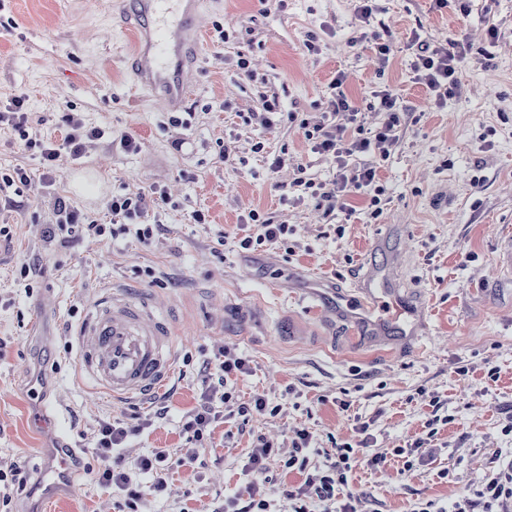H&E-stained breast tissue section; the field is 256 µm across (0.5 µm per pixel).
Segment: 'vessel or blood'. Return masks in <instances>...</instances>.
I'll use <instances>...</instances> for the list:
<instances>
[{
    "label": "vessel or blood",
    "instance_id": "vessel-or-blood-1",
    "mask_svg": "<svg viewBox=\"0 0 512 512\" xmlns=\"http://www.w3.org/2000/svg\"><path fill=\"white\" fill-rule=\"evenodd\" d=\"M135 10L134 74L169 109H179L189 94L186 70L203 35L199 0H135ZM335 312L371 340L395 332L414 342L423 334L420 315L386 269H368L359 296L337 302ZM72 336L80 372L113 400L149 396L171 373L174 330L151 298L100 289L94 311Z\"/></svg>",
    "mask_w": 512,
    "mask_h": 512
}]
</instances>
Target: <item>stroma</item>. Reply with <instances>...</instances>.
Instances as JSON below:
<instances>
[{
  "label": "stroma",
  "mask_w": 512,
  "mask_h": 512,
  "mask_svg": "<svg viewBox=\"0 0 512 512\" xmlns=\"http://www.w3.org/2000/svg\"><path fill=\"white\" fill-rule=\"evenodd\" d=\"M123 3L0 0V106L25 97L36 139L61 140L68 113L100 131L48 183L38 156L0 128V172L22 167L31 179L22 194L0 190L21 201L0 205V225L13 234L0 245V465H16L27 482L8 488L13 512H121L123 496L91 474L100 422L155 413L123 455L133 461L164 448L179 456L182 425L202 391L199 370L227 345L251 362L233 382L236 394L265 395L270 412L217 423L201 464L175 470L163 495L137 476L139 512H208L246 498L243 467L260 436L274 448L267 497L275 512H292L287 490L304 476L284 462L302 428L313 436V467L339 443L384 454L385 463L358 465L348 478L359 512H414L428 500L448 510L493 460L512 459V276L496 252L499 229L512 226V0H448L440 10L430 0H375L367 23L358 0H202L204 49L174 113L183 127L137 87ZM217 23L229 41L214 39ZM383 30L391 42L384 66L372 45ZM417 36L443 45L462 37L470 46L460 86L443 104L415 80L408 45ZM339 72L365 136L386 118L378 91L397 96L403 113L399 143L378 170L385 192L376 218L362 194L328 214L292 184L300 165L323 182L336 171L288 115L318 121ZM267 95L278 100L269 128L255 118ZM124 135L138 152L122 148ZM278 157L282 165L272 168ZM93 172L102 177L93 191L75 187ZM155 188L170 202L144 215L160 227L150 245L131 232L73 246L43 235L56 221V198L109 224L113 196ZM254 209L289 226L287 245L237 251ZM198 212L207 223H195ZM23 261L40 271L33 285L18 278ZM387 266L425 318L422 344L397 335L371 342L331 315L337 293L356 295L368 268ZM107 286L150 295L173 325V375L148 400L94 394L78 370L68 331ZM426 436L435 454L414 450ZM63 457L66 483L53 476Z\"/></svg>",
  "instance_id": "obj_1"
}]
</instances>
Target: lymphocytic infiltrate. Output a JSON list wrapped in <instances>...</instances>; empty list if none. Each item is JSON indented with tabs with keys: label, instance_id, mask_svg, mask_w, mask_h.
<instances>
[{
	"label": "lymphocytic infiltrate",
	"instance_id": "f902f5d3",
	"mask_svg": "<svg viewBox=\"0 0 512 512\" xmlns=\"http://www.w3.org/2000/svg\"><path fill=\"white\" fill-rule=\"evenodd\" d=\"M468 45L459 39L450 40L448 45L433 46L417 43L412 69L417 83L424 86L435 100H443L458 87V73L465 65ZM379 106L386 114L382 127L370 137L351 133L350 124L356 123L358 110L346 96L340 95L328 102L321 121L310 123L301 120L299 127L305 139L311 144L314 153L332 158L337 172L331 182L315 183L305 181L312 198L319 203H333L337 194L350 189L373 191L378 181V161L386 160L393 146L399 140L398 129L402 114L397 107V99L391 93L378 94ZM25 100L18 97L0 110V126L10 127L25 149L37 151L42 159L43 176L55 181L60 175L64 159H78L86 139L97 137L98 129L85 127L75 122L72 116H64L66 134L62 142L44 141L30 137L27 130L28 116L24 110ZM345 115V122H338V115ZM369 154L372 162L363 165L351 164V157ZM253 226L250 233L237 238L239 252L246 253L258 247L285 243L289 234L287 225L275 223L271 216L253 210L248 214ZM204 372L214 373L215 382L206 383L201 393V403L185 422L189 446L183 449L180 457L172 459L160 449L128 463L119 456L118 450L129 435L144 431L153 424L151 416H138L136 425L125 427L121 423L102 421L99 425L96 446L91 453L98 463L95 477L99 484L123 492L126 512H138L137 503L142 497L135 475L147 474L152 478L150 489L153 493H163L174 467L196 462L201 454L200 442L210 434L221 417L216 404L231 408L237 415L267 411L268 403L264 396H254L250 401H238L229 381L239 375L249 373L250 361L231 349H224L214 364L204 365ZM312 436L308 430L297 431L293 451L285 462L291 470L304 472L305 480L298 487L289 489L288 496L295 500L294 512H309L310 500L325 503L324 512H352L349 503L339 500L340 490L348 483V474L359 462L355 448L345 443L337 445L334 454L328 455L323 468L309 471L307 450ZM273 452L271 444L264 439L254 443L246 464L250 476L247 500L225 499L213 512H269L270 503L265 498L267 461ZM453 512H512V464L492 469L479 488L462 497L454 504Z\"/></svg>",
	"mask_w": 512,
	"mask_h": 512
}]
</instances>
